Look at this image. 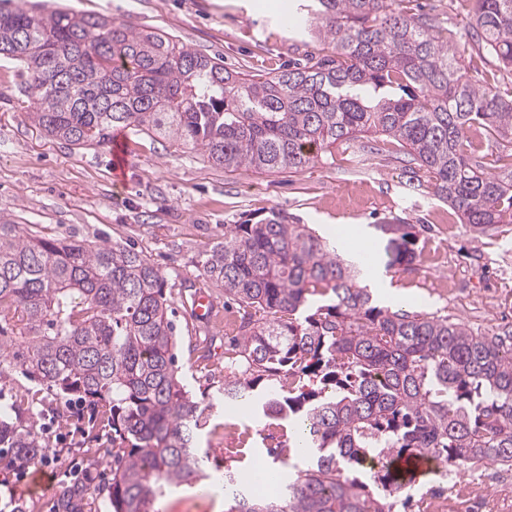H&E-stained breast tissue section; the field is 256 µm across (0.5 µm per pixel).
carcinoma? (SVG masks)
<instances>
[{
  "label": "carcinoma",
  "instance_id": "cac0c4a2",
  "mask_svg": "<svg viewBox=\"0 0 512 512\" xmlns=\"http://www.w3.org/2000/svg\"><path fill=\"white\" fill-rule=\"evenodd\" d=\"M405 0H309L302 30L329 53L273 74L229 70L161 30L65 6L0 0V61L18 65L30 118L78 148L131 128L226 170L299 172L365 134L396 139L430 195L463 224L512 223V96L475 87L461 59L482 50L512 72V0H466L472 33L448 39ZM492 132L507 163L484 171L467 137ZM387 268L418 257L416 225H375ZM199 277L244 311L224 402L285 422L303 468L275 493L227 472V512H394L410 485L395 463L425 455L512 467V331L374 303L327 238L283 211L224 225ZM165 280L123 243L67 242L0 218V380L19 370L90 407L112 432L106 487L64 485L53 512H155L167 488L213 478L197 442L210 405L176 366ZM34 402L0 412V455H48Z\"/></svg>",
  "mask_w": 512,
  "mask_h": 512
}]
</instances>
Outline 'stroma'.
<instances>
[{
  "instance_id": "obj_1",
  "label": "stroma",
  "mask_w": 512,
  "mask_h": 512,
  "mask_svg": "<svg viewBox=\"0 0 512 512\" xmlns=\"http://www.w3.org/2000/svg\"><path fill=\"white\" fill-rule=\"evenodd\" d=\"M85 14L105 15L137 29L154 27L178 36L187 47L221 58L226 68L268 73L291 60L321 53L322 43L284 24L299 0H68ZM12 71L0 68V217L25 228L71 241L133 242L158 267L171 293L183 382L213 399L211 421L199 444L221 467L245 472L268 449L287 445L288 427L220 394L224 318L235 305L213 289L217 303L209 321L194 320L182 299L200 286L201 252L223 240L224 227L282 209L320 234L362 225L367 240L381 217L399 216L419 225L414 270L377 274L403 289L399 308L459 318L486 334L512 329V223L479 232L461 223L447 204L432 201L424 172H411L409 157L395 140L365 135L339 145L330 156L299 173L227 171L199 153L124 130L128 166L112 176L111 147L79 149L49 137L30 120L28 99ZM38 394V425L53 459L54 481L64 484L79 471L102 484L112 474V438L91 429L89 412L72 406L68 422L54 418V395L22 374L0 381V400ZM159 512H224L225 504L197 484L171 487Z\"/></svg>"
}]
</instances>
